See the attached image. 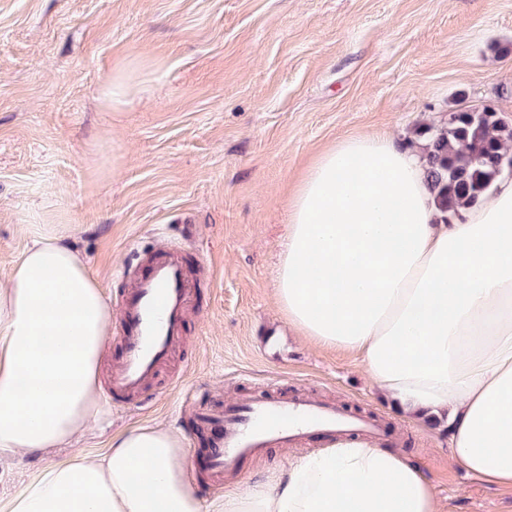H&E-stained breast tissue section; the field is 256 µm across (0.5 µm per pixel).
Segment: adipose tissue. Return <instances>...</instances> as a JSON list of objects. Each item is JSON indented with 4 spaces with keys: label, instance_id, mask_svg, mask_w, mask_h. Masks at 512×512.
Instances as JSON below:
<instances>
[{
    "label": "adipose tissue",
    "instance_id": "adipose-tissue-1",
    "mask_svg": "<svg viewBox=\"0 0 512 512\" xmlns=\"http://www.w3.org/2000/svg\"><path fill=\"white\" fill-rule=\"evenodd\" d=\"M275 298L301 336L361 360L448 461L512 488V179L438 221L418 150L383 133L317 154L289 203ZM111 312L64 234L33 240L0 281V456L77 442L102 412ZM182 435L155 422L101 455L48 464L7 512H438L431 480L391 449L342 439L205 505Z\"/></svg>",
    "mask_w": 512,
    "mask_h": 512
}]
</instances>
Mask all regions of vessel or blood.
<instances>
[{
    "label": "vessel or blood",
    "mask_w": 512,
    "mask_h": 512,
    "mask_svg": "<svg viewBox=\"0 0 512 512\" xmlns=\"http://www.w3.org/2000/svg\"><path fill=\"white\" fill-rule=\"evenodd\" d=\"M196 234V225H180L178 242L149 256L144 272L117 300L115 335L122 344V357L112 372L109 396L138 393L181 338L183 321L195 296L181 250ZM314 435L365 436L385 446L397 440L384 424L352 416L327 403L295 395L241 397L224 408L210 468L217 476L232 474L242 459L258 449L289 446Z\"/></svg>",
    "instance_id": "vessel-or-blood-1"
}]
</instances>
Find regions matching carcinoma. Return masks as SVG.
I'll return each instance as SVG.
<instances>
[{
    "label": "carcinoma",
    "mask_w": 512,
    "mask_h": 512,
    "mask_svg": "<svg viewBox=\"0 0 512 512\" xmlns=\"http://www.w3.org/2000/svg\"><path fill=\"white\" fill-rule=\"evenodd\" d=\"M425 133V173L443 224L477 204L502 172L512 174V126L493 107L456 109Z\"/></svg>",
    "instance_id": "carcinoma-1"
}]
</instances>
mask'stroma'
Wrapping results in <instances>:
<instances>
[{
	"instance_id": "stroma-1",
	"label": "stroma",
	"mask_w": 512,
	"mask_h": 512,
	"mask_svg": "<svg viewBox=\"0 0 512 512\" xmlns=\"http://www.w3.org/2000/svg\"><path fill=\"white\" fill-rule=\"evenodd\" d=\"M136 74L122 111L112 77ZM492 102L512 126V0H0V274L39 236L69 233L108 306L147 256L194 224L184 334L135 396L50 456L0 463V503L47 459L96 454L117 431L185 439L204 502L211 418L243 394L371 413L432 480L440 512H512V491L449 465L441 438L394 415L360 361L313 345L275 302L288 199L352 134L404 141ZM266 448L242 478L327 447Z\"/></svg>"
}]
</instances>
